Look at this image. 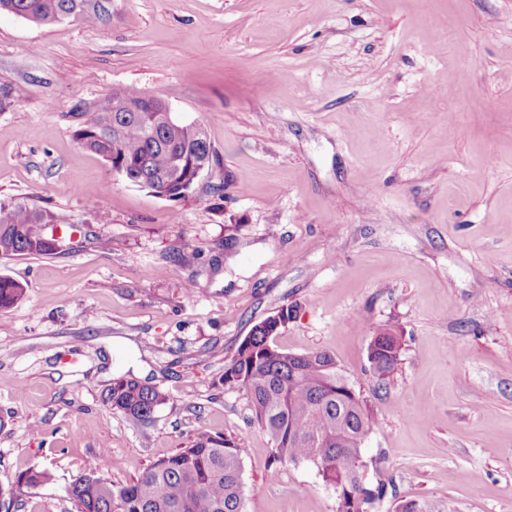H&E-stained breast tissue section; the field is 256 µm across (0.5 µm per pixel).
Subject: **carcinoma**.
I'll return each instance as SVG.
<instances>
[{
    "label": "carcinoma",
    "instance_id": "1",
    "mask_svg": "<svg viewBox=\"0 0 512 512\" xmlns=\"http://www.w3.org/2000/svg\"><path fill=\"white\" fill-rule=\"evenodd\" d=\"M0 10L43 24L69 18L92 24L104 8L97 0H0ZM142 97L125 90L77 113L74 139L112 168L126 170L129 182L166 180L170 198H182L196 170L212 164L211 143L199 125L167 112L135 111ZM54 222L47 210L0 203V258L56 250V239L43 233L44 225ZM22 294L21 285L0 277V310L13 306ZM292 314V308L283 306L254 326L224 361V386L247 396L257 424L274 444L273 463L313 464L336 492V512H367L387 495L385 484L367 486L360 475L372 413L339 374L331 354H293L274 343ZM400 356L401 343L390 328L369 343L368 359L381 381L394 374ZM107 398L113 411L136 423L150 420L166 401L158 386L132 376L114 379ZM244 454L231 439L199 435L122 486L100 475L106 465L102 457L87 464L67 495L77 512H246ZM51 480L47 469L26 471L18 476L17 489L35 490Z\"/></svg>",
    "mask_w": 512,
    "mask_h": 512
}]
</instances>
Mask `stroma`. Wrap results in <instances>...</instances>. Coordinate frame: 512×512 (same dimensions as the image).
I'll return each mask as SVG.
<instances>
[{
	"label": "stroma",
	"mask_w": 512,
	"mask_h": 512,
	"mask_svg": "<svg viewBox=\"0 0 512 512\" xmlns=\"http://www.w3.org/2000/svg\"><path fill=\"white\" fill-rule=\"evenodd\" d=\"M101 3L92 25L0 13V202L74 228L70 249L0 258L24 289L0 311V488L54 475L10 512H76L66 489L100 452L119 486L203 433L245 448L248 512H336L222 383L284 305L276 344L329 352L374 415L373 512H512V0ZM127 89L205 129L188 196L76 143V113ZM385 327L402 349L381 382ZM126 375L166 395L147 422L107 401ZM401 343L392 329L385 328L373 336L368 346L372 371L380 381L390 378L400 361Z\"/></svg>",
	"instance_id": "1"
}]
</instances>
